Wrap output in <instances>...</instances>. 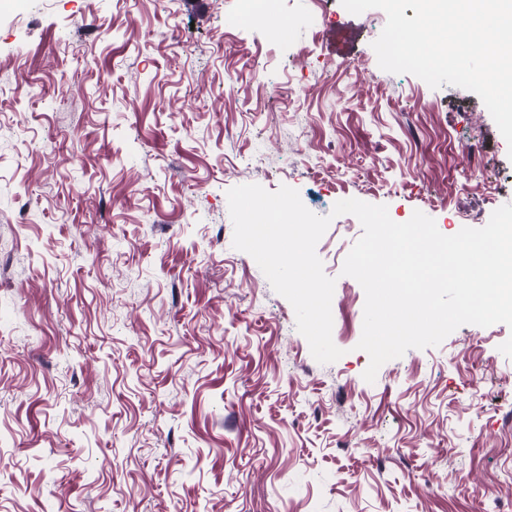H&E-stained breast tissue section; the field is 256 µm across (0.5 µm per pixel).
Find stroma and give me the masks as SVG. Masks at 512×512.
I'll return each mask as SVG.
<instances>
[{
  "instance_id": "obj_1",
  "label": "stroma",
  "mask_w": 512,
  "mask_h": 512,
  "mask_svg": "<svg viewBox=\"0 0 512 512\" xmlns=\"http://www.w3.org/2000/svg\"><path fill=\"white\" fill-rule=\"evenodd\" d=\"M269 9L0 0V512H512L487 494L512 484V328L366 382L345 214L316 246L343 355L318 363L227 200L347 193L453 235L512 203V149L475 93L379 67L384 11Z\"/></svg>"
}]
</instances>
